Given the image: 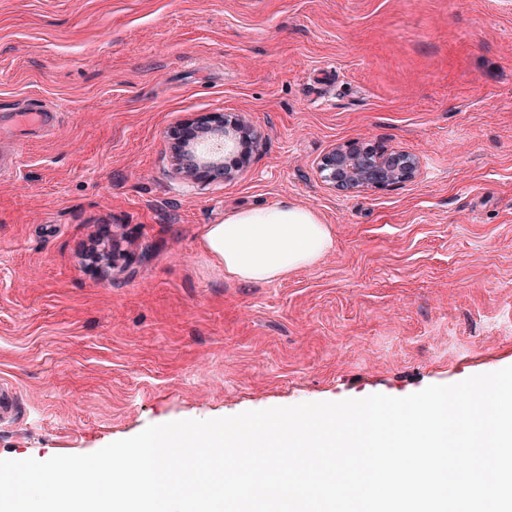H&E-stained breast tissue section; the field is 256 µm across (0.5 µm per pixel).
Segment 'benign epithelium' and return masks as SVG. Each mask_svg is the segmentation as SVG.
I'll use <instances>...</instances> for the list:
<instances>
[{"label":"benign epithelium","mask_w":512,"mask_h":512,"mask_svg":"<svg viewBox=\"0 0 512 512\" xmlns=\"http://www.w3.org/2000/svg\"><path fill=\"white\" fill-rule=\"evenodd\" d=\"M210 133L224 138L225 147L234 150L236 143L248 141L251 152L259 151L261 137L243 115L213 112L197 122L186 123L171 131L175 149L197 142L199 134ZM420 168L417 156L404 150L385 152L370 147L366 150L356 142H346L323 155L318 170L325 182L341 191L383 189L397 186L416 178ZM183 176L190 180H219L224 178V164L201 161L190 167L181 166Z\"/></svg>","instance_id":"benign-epithelium-1"}]
</instances>
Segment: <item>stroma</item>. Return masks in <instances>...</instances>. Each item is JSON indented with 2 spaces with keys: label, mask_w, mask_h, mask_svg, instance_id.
I'll list each match as a JSON object with an SVG mask.
<instances>
[{
  "label": "stroma",
  "mask_w": 512,
  "mask_h": 512,
  "mask_svg": "<svg viewBox=\"0 0 512 512\" xmlns=\"http://www.w3.org/2000/svg\"><path fill=\"white\" fill-rule=\"evenodd\" d=\"M30 96L59 119L0 174V459L512 366V0H0L5 135ZM209 112L247 115L263 148L189 181L169 132ZM348 141L419 174L335 190L317 164ZM284 199L334 249L225 278L206 225Z\"/></svg>",
  "instance_id": "stroma-1"
}]
</instances>
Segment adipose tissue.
<instances>
[{"mask_svg": "<svg viewBox=\"0 0 512 512\" xmlns=\"http://www.w3.org/2000/svg\"><path fill=\"white\" fill-rule=\"evenodd\" d=\"M335 239L312 208L284 200L234 210L206 225L199 247L225 277L269 283L314 266L333 250Z\"/></svg>", "mask_w": 512, "mask_h": 512, "instance_id": "1", "label": "adipose tissue"}]
</instances>
